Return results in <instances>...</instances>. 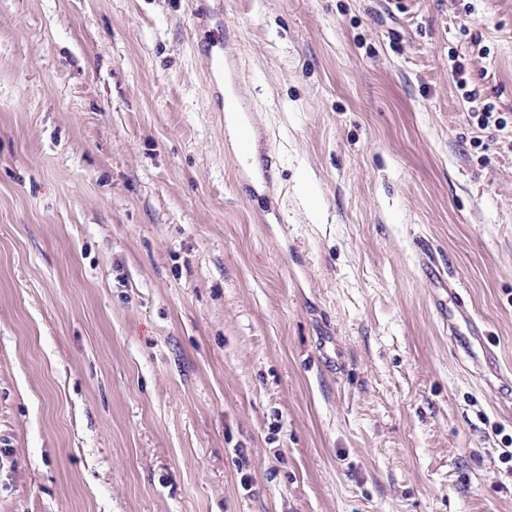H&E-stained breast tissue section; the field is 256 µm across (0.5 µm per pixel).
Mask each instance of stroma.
Returning a JSON list of instances; mask_svg holds the SVG:
<instances>
[{"label":"stroma","mask_w":512,"mask_h":512,"mask_svg":"<svg viewBox=\"0 0 512 512\" xmlns=\"http://www.w3.org/2000/svg\"><path fill=\"white\" fill-rule=\"evenodd\" d=\"M211 2L0 0V512H512V0Z\"/></svg>","instance_id":"obj_1"}]
</instances>
